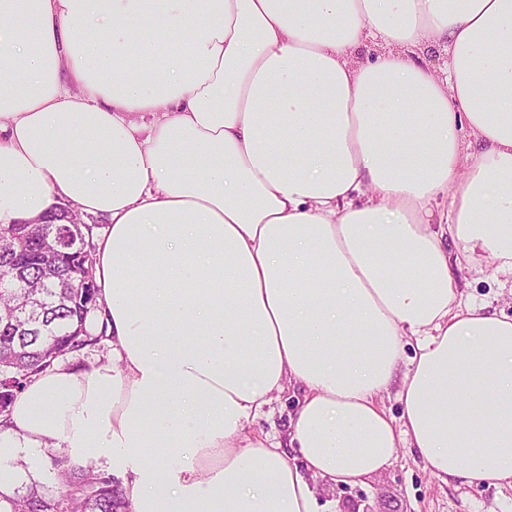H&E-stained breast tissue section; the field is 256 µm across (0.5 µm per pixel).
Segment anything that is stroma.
Instances as JSON below:
<instances>
[{
	"mask_svg": "<svg viewBox=\"0 0 512 512\" xmlns=\"http://www.w3.org/2000/svg\"><path fill=\"white\" fill-rule=\"evenodd\" d=\"M459 278L465 301L487 305L489 310L512 317L511 275L478 260L461 270ZM296 402L294 389H286L250 422L247 434L283 436ZM316 497L321 512H348L357 500L370 512H512L511 486L491 481L443 483L429 472L414 450L404 445L381 475L348 488L317 483Z\"/></svg>",
	"mask_w": 512,
	"mask_h": 512,
	"instance_id": "35a3bbf8",
	"label": "stroma"
}]
</instances>
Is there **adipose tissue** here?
I'll use <instances>...</instances> for the list:
<instances>
[{
  "label": "adipose tissue",
  "instance_id": "1",
  "mask_svg": "<svg viewBox=\"0 0 512 512\" xmlns=\"http://www.w3.org/2000/svg\"><path fill=\"white\" fill-rule=\"evenodd\" d=\"M60 205L112 356L0 415V512L49 448L127 512H318L403 443L512 486V317L457 279L512 274V0H0V225ZM296 394L294 388L286 389L279 394L269 406L264 407L262 413L250 422L246 434H267L271 438L284 436L288 424V414L296 405L297 397L300 396L298 389H296Z\"/></svg>",
  "mask_w": 512,
  "mask_h": 512
}]
</instances>
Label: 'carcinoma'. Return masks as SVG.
Masks as SVG:
<instances>
[{
  "mask_svg": "<svg viewBox=\"0 0 512 512\" xmlns=\"http://www.w3.org/2000/svg\"><path fill=\"white\" fill-rule=\"evenodd\" d=\"M92 235L78 214L54 211L39 224L0 226V279L23 283L0 288V413L9 410L28 379L49 363L102 340L87 328L95 288L77 297L74 285L92 266L71 254L73 232ZM63 491L31 486L12 499L13 512H126L120 482L86 467L59 470Z\"/></svg>",
  "mask_w": 512,
  "mask_h": 512,
  "instance_id": "carcinoma-1",
  "label": "carcinoma"
}]
</instances>
